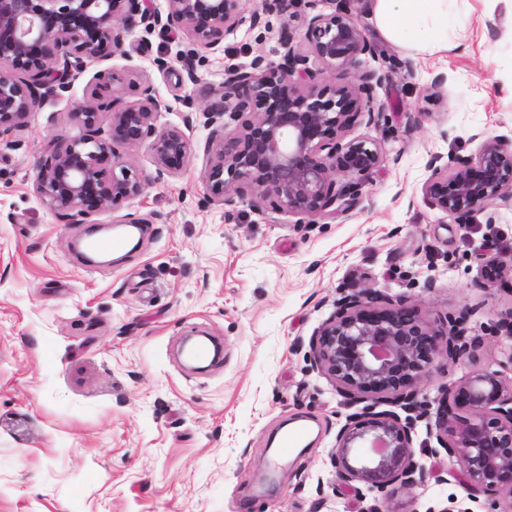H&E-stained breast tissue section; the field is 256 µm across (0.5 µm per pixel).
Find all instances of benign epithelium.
<instances>
[{
	"instance_id": "1",
	"label": "benign epithelium",
	"mask_w": 512,
	"mask_h": 512,
	"mask_svg": "<svg viewBox=\"0 0 512 512\" xmlns=\"http://www.w3.org/2000/svg\"><path fill=\"white\" fill-rule=\"evenodd\" d=\"M166 2L162 12L150 0H0V134L24 126L46 99L63 97L88 65L129 55L125 38L138 26L180 35L193 46L183 63L194 83L197 51L220 50L226 33L258 26L264 12L283 16L280 58L258 55L229 71L220 101L197 116L187 113L181 126L157 125L169 105L139 75L103 74L119 84V96L105 99L98 85L88 86L86 102L73 112L79 133L48 143L35 165L33 192L60 219L117 210L151 183L118 148L147 143L156 178L179 177L193 153L186 130L200 121L209 130L208 202L224 209L225 221L234 219V197L244 187L276 210L311 220L355 209L383 151L374 140L344 143L337 135L361 114L369 124L378 122L382 110L373 105V90L385 75L372 70L357 83L320 85L309 62L352 66L361 55H376L355 7L361 0H331L333 12L308 19L304 49L294 44L297 0H264L262 10L250 13L244 0ZM123 94L138 99L123 103ZM472 140L479 147L469 156L455 155L444 166L432 158L424 183L434 204L460 224L497 200H512V140L482 131ZM476 259L483 286L512 290L511 258L484 249ZM472 315L465 308L438 324L405 299L374 288H342L317 331L315 365L338 395L364 404L346 417L328 457L337 480L372 495L366 512H383L397 485L432 489V474L417 460L414 444L420 422L470 492L492 497V512H512V381L504 377L512 343L503 346L497 366L473 367ZM443 358L466 368L464 375L439 397H420V383ZM375 400L399 411H378ZM375 447L382 451L357 454Z\"/></svg>"
}]
</instances>
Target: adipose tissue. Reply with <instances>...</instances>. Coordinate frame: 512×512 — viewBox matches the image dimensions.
Listing matches in <instances>:
<instances>
[{
	"mask_svg": "<svg viewBox=\"0 0 512 512\" xmlns=\"http://www.w3.org/2000/svg\"><path fill=\"white\" fill-rule=\"evenodd\" d=\"M427 0H374L372 20L384 34L396 36L405 26L424 25L431 43H440L448 29L447 13L432 14L426 11Z\"/></svg>",
	"mask_w": 512,
	"mask_h": 512,
	"instance_id": "ef3b65f1",
	"label": "adipose tissue"
}]
</instances>
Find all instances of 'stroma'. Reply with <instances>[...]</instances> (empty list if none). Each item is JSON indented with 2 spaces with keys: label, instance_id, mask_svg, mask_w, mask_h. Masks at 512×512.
<instances>
[{
  "label": "stroma",
  "instance_id": "35a3bbf8",
  "mask_svg": "<svg viewBox=\"0 0 512 512\" xmlns=\"http://www.w3.org/2000/svg\"><path fill=\"white\" fill-rule=\"evenodd\" d=\"M448 12V49L425 47L415 30L396 43L367 19L375 57L351 67L311 61L321 84L387 75L374 90L380 123L362 116L344 133L380 142L384 160L357 208L335 220L299 223L255 207L246 188L225 222L207 201L200 125L181 177L154 179L149 148L130 152L152 183L91 220L147 218L142 247L118 264L80 263L70 243L91 222L58 220L32 190L38 156L76 132L71 114L98 74L141 71L169 105L159 124H181L213 102L229 69L276 58L274 15L270 28L226 33L193 83L180 62L187 40L135 28L130 56L89 65L10 133L13 147L0 145V512H318L324 503L365 512L368 500L337 481L327 457L358 407L337 395L311 347L339 289L404 298L436 322L474 310L480 366L501 359L494 326L512 312V291L481 287L474 260L486 245L512 257V203L459 224L424 191L431 157L473 154L479 131L512 137V18L503 0H450ZM441 73L448 82L434 88ZM195 330L224 346L204 373L178 356ZM287 419L311 432L310 444L271 454ZM421 460L446 482L396 489L398 512L465 498L446 452Z\"/></svg>",
  "mask_w": 512,
  "mask_h": 512
}]
</instances>
